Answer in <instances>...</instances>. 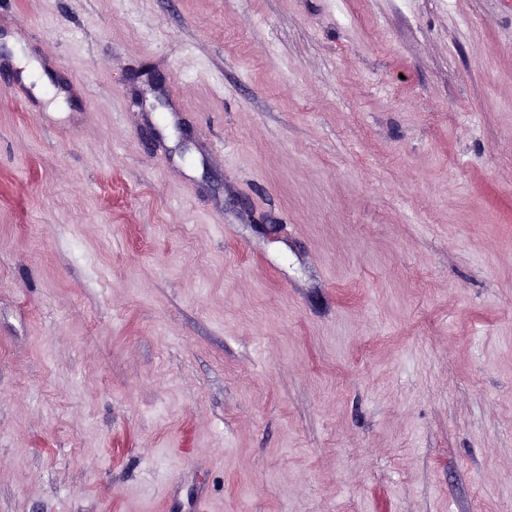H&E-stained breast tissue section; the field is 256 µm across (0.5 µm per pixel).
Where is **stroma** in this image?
Wrapping results in <instances>:
<instances>
[{"mask_svg": "<svg viewBox=\"0 0 512 512\" xmlns=\"http://www.w3.org/2000/svg\"><path fill=\"white\" fill-rule=\"evenodd\" d=\"M0 42V512H512V0H0Z\"/></svg>", "mask_w": 512, "mask_h": 512, "instance_id": "35a3bbf8", "label": "stroma"}]
</instances>
